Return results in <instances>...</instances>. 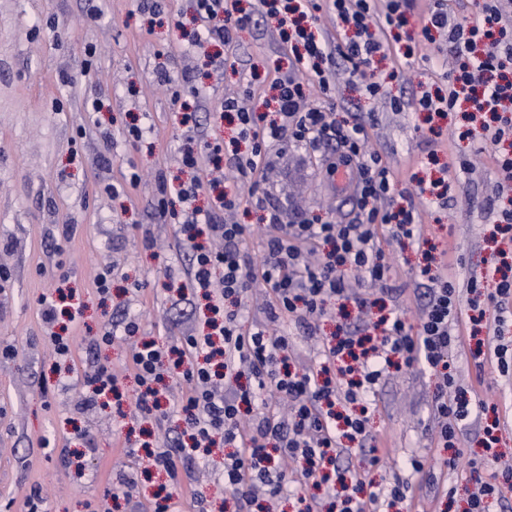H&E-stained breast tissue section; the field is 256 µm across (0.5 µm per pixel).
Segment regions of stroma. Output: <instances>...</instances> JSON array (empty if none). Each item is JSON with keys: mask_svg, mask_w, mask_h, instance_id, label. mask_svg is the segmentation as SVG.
I'll return each instance as SVG.
<instances>
[{"mask_svg": "<svg viewBox=\"0 0 512 512\" xmlns=\"http://www.w3.org/2000/svg\"><path fill=\"white\" fill-rule=\"evenodd\" d=\"M253 22L239 42L222 50L223 70L204 54L191 51L196 0H160L159 12L143 0H0V512H23L32 487H40L43 512H89L90 503L112 491L122 473L137 469L133 448L148 438L176 436L183 425H162L118 418L113 408H83L84 376L99 363L124 372L127 346L117 342L89 349L88 340L127 308L139 313L147 335L163 342L198 332L206 302L192 296L177 259V225L154 209L157 175L181 176L179 149L191 144L207 156L208 142L231 137L232 126L218 116L225 94L238 90L239 76L268 87L288 49L275 22L259 10L258 0H239ZM408 37H389L377 77L385 95L371 98L361 77L340 75L332 97L321 104L337 117L375 112L368 130L370 150L380 154L398 187L414 181H444L446 203H427L421 219L427 242L423 251L401 249L379 230L386 261L409 321L423 303L419 269L448 270L460 288V310L471 296L468 279L485 274L495 246L489 240L486 203L495 196L492 162L475 157V170L444 171L450 155L470 153L461 114L425 123L420 112H394L387 98L410 99L421 86L447 91L442 39L424 33L425 13L408 16ZM410 64L411 79L392 78L394 68ZM171 83L161 82L159 71ZM192 80L203 94L195 102L197 129L185 139L173 93ZM146 128L144 139L130 143V125ZM438 145H430L432 131ZM333 147H287L280 151L266 187L273 202L289 209L293 221L332 216L348 222L356 212L348 192L333 190L325 179L337 161ZM136 186H127L130 174ZM120 187V196L107 186ZM56 257L63 278L41 274V263ZM114 268L109 296L94 285L98 273ZM145 285L142 305L130 306L127 282ZM73 292L83 307L66 335L76 351L71 371L53 375L55 357L46 344L39 299ZM458 383L475 387L498 420L499 452L512 463V374L496 361L476 362L470 347L451 354ZM435 380L420 368L390 371L370 395L369 427L387 464L370 466L369 450L352 449L337 464L380 487L393 476L410 478V456L421 457L438 478L436 490L416 489L411 512H466L472 491L470 460L483 452L485 417L473 416L459 436L456 469L441 467L432 431ZM223 454L197 462L177 496L179 512H192L189 489L202 490L211 512H235L234 502L215 478Z\"/></svg>", "mask_w": 512, "mask_h": 512, "instance_id": "1", "label": "stroma"}]
</instances>
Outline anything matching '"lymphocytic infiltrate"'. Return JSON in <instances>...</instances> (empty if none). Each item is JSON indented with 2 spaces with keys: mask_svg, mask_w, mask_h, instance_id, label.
I'll use <instances>...</instances> for the list:
<instances>
[{
  "mask_svg": "<svg viewBox=\"0 0 512 512\" xmlns=\"http://www.w3.org/2000/svg\"><path fill=\"white\" fill-rule=\"evenodd\" d=\"M417 0H260L262 10L278 19L279 32L291 53L288 71L272 83L264 97L253 83L241 95L224 98L221 109L234 113L237 138L246 154L232 155L230 166L249 184L247 198L220 189L219 178L190 182L160 177L154 202L162 218L177 224L181 246L191 256L189 279L210 300L211 319L201 334L169 344L141 338L138 315L104 325L92 346L108 345L121 336L130 343L126 365L137 390L134 413L163 422L182 421L183 430L170 442L147 449L151 466L164 470L168 487L160 488L147 512H175L173 500L182 486L185 464L209 455L215 445L227 447L219 480L236 502L237 512H253L258 501L270 504L288 495V481L309 480L313 494L298 496L299 512H366L379 497L405 503L412 485L394 477L382 492H366L359 478H346L337 466L339 440H371L368 395L389 369L420 366L436 379L432 414L436 441L446 455L442 467L453 470L460 457L458 429L473 412H486L485 402L468 396L456 382L451 353L467 338L485 333L487 352L501 371L512 370V276L495 281L474 276L467 316L458 311V290L442 273L423 267L430 282L417 323L391 308L375 325L376 335L345 333L324 339L316 365L301 366L294 337L279 331L283 320L316 335L320 321L332 315L333 300L353 301L370 312L369 287L387 286L393 269L378 241V227L390 240L420 244L423 230L415 192L403 193L395 206L394 180L375 152L367 147L363 122L336 120L306 92L307 84L330 92L336 62H344L365 80L366 91L379 95L374 65L384 56L388 30L402 27ZM475 16L461 22L447 0H426L428 20L444 38L454 60L448 92L423 91L411 106L420 112L464 113L474 121L465 132L475 153L490 152L497 194L512 197V0H473ZM336 21V35L313 29L317 12ZM197 47L219 42L232 45L247 28L250 15L238 0H196ZM334 143L351 178L358 218L288 223L284 208L270 204L264 171L276 146L306 147ZM211 191L207 209L195 207L200 192ZM249 204L264 213V254L253 262L243 249L249 225L234 215ZM264 287L268 300L263 321L245 314L253 288ZM181 395L172 398L173 383Z\"/></svg>",
  "mask_w": 512,
  "mask_h": 512,
  "instance_id": "f902f5d3",
  "label": "lymphocytic infiltrate"
}]
</instances>
